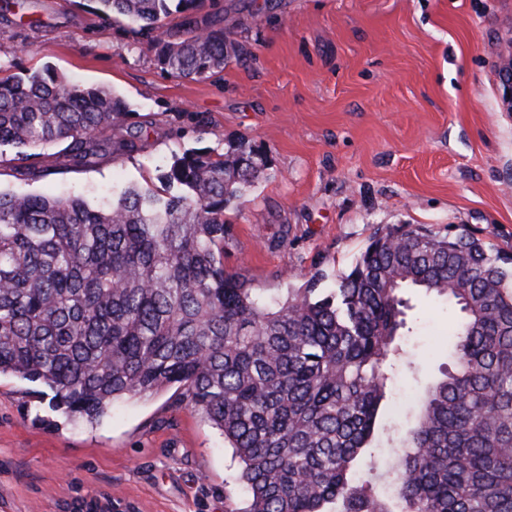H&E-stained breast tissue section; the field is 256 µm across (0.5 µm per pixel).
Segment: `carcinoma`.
Segmentation results:
<instances>
[{
  "instance_id": "1",
  "label": "carcinoma",
  "mask_w": 512,
  "mask_h": 512,
  "mask_svg": "<svg viewBox=\"0 0 512 512\" xmlns=\"http://www.w3.org/2000/svg\"><path fill=\"white\" fill-rule=\"evenodd\" d=\"M154 43L178 77L224 70L230 33L204 0H95ZM0 10L29 25L27 0ZM181 17L171 31L167 19ZM126 102L48 69L0 76V147L19 179L66 144L63 166L141 149ZM243 144L172 156L163 192L83 197L0 191V376L39 383L52 407L97 422L115 401L175 385L224 435L243 500L227 512H512V250L459 225L379 229L334 286L267 299L224 268L226 209L265 172ZM404 288L455 311L448 368L400 431L395 467L359 480L379 453L386 366L406 328Z\"/></svg>"
}]
</instances>
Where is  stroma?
<instances>
[{"instance_id":"obj_1","label":"stroma","mask_w":512,"mask_h":512,"mask_svg":"<svg viewBox=\"0 0 512 512\" xmlns=\"http://www.w3.org/2000/svg\"><path fill=\"white\" fill-rule=\"evenodd\" d=\"M42 23L0 19V69L57 70L108 87L150 122L142 148L22 181L0 151V190L106 198L155 188L171 156L229 145L268 168L225 218L224 266L272 298L331 287L377 228L462 225L512 248V112L496 67L512 59V0H220L233 48L221 75L184 79L95 0H34ZM393 393L410 404L448 363L447 303L410 289ZM49 390L0 377V512H61L79 492L139 512H226L241 496L221 432L175 388L66 418Z\"/></svg>"}]
</instances>
